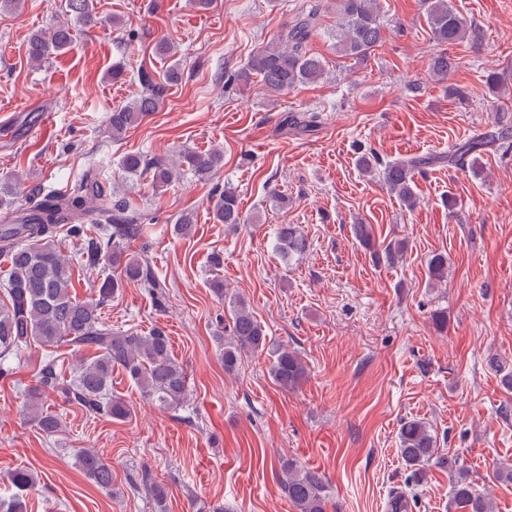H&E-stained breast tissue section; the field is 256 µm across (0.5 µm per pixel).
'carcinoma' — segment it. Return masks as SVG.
<instances>
[{"label":"carcinoma","instance_id":"carcinoma-1","mask_svg":"<svg viewBox=\"0 0 512 512\" xmlns=\"http://www.w3.org/2000/svg\"><path fill=\"white\" fill-rule=\"evenodd\" d=\"M424 2L431 39L439 46L432 58L431 72L435 81L443 82L457 67V59L448 53V47L466 42L476 48L482 42V32L449 5L448 0ZM92 5L93 0H65L64 14L69 20L59 22L47 32L31 35L30 64L40 66L52 55L67 52L74 42L70 21L96 22ZM381 13L380 0H339L336 53L363 59L375 51L386 30ZM319 20L320 8L316 6L297 13L281 34L231 75L229 82L246 87L257 80L268 92L281 95L322 80L327 74L326 61L308 49ZM181 77L177 63L164 72L160 81L150 72L139 69L137 78L141 90L137 96L106 116L105 126L112 140L123 139L128 130L157 111L168 87L177 84ZM320 123L321 116L317 112L289 115L284 119V125L300 132H313ZM500 139L499 135L462 141L448 155V162L463 167L481 157ZM185 164L198 179L209 180L224 166V151L219 148L205 153L185 150L169 163L128 153L120 159L119 168L126 179L152 173L151 185L159 194L184 177ZM425 164L426 160L415 157L384 165V184L410 209L418 202L414 174ZM20 196L33 197L36 202L28 209H19L15 207V200ZM210 207L212 218L218 224L246 223L238 195L229 186L215 194ZM193 224L194 212L185 211L177 218L174 232L187 236ZM63 227L83 238L82 265L112 270L93 287L85 300L73 294V266L55 243ZM141 229L129 201L115 193L107 196L93 168L65 192L44 196L41 190L25 185L23 175L18 172L0 178V257H5L9 263L7 300L0 303V377L12 373L7 363L10 356L33 345H66L77 352H94L93 357H82L72 364L68 381L58 372L55 359L43 361L25 416L48 436L62 428V418L43 409L42 398L50 394L77 405L91 416L105 415L116 421L129 418L131 412L126 402L112 395V372L117 368L125 371L146 399L164 409L177 410L188 400L187 375L172 354L165 330L154 327L147 333L114 331L102 318V310L123 284L137 282L151 292L161 288L148 263L129 252V240ZM275 250L285 262L306 252L307 241L298 225H279ZM405 251V241L390 242L376 254L377 262L394 267L403 259ZM428 269L431 276L443 278L448 271V257L433 254ZM230 308L229 334L217 337L224 371L233 372L243 356L266 350L272 358L269 374L276 384L286 390L298 387L308 376L301 354L284 344L270 343L267 331L244 298L232 297ZM398 440L406 467L415 480H421L428 460L436 451V440L429 426L419 419L404 421ZM76 462L94 484L103 489L112 487V466L97 451L77 449ZM448 474L452 507L458 512H493L491 501L474 488L458 459H448ZM278 479L297 512H327V483L318 471L288 459L281 462ZM10 481L16 494L0 499V512H26L23 493L37 486V475L20 468L10 474ZM131 487L136 491L144 489L159 508H164L167 487L154 481L149 472L144 471L140 479L131 480Z\"/></svg>","mask_w":512,"mask_h":512}]
</instances>
